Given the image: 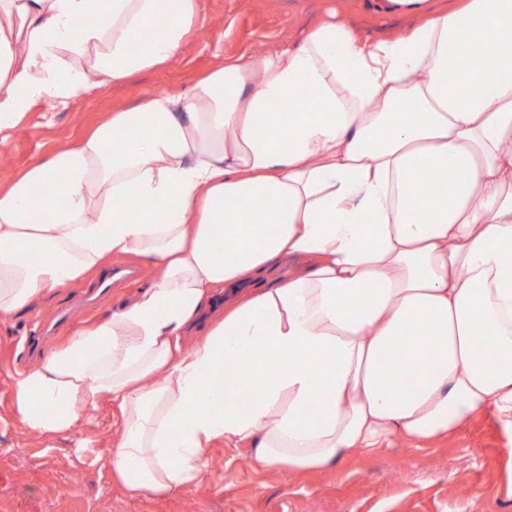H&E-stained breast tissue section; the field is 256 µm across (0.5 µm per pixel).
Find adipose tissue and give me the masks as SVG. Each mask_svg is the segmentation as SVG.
<instances>
[{
	"label": "adipose tissue",
	"instance_id": "obj_1",
	"mask_svg": "<svg viewBox=\"0 0 512 512\" xmlns=\"http://www.w3.org/2000/svg\"><path fill=\"white\" fill-rule=\"evenodd\" d=\"M425 2L373 0L414 18L387 38L331 13L217 60L0 184L1 320L116 256L152 270L13 376L17 424L117 406L107 462L137 497L196 485L221 441L296 473L512 421V0ZM203 20L204 0H0V144L39 103L165 67Z\"/></svg>",
	"mask_w": 512,
	"mask_h": 512
}]
</instances>
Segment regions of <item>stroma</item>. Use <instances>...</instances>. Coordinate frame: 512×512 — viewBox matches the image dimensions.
<instances>
[{"label":"stroma","instance_id":"1","mask_svg":"<svg viewBox=\"0 0 512 512\" xmlns=\"http://www.w3.org/2000/svg\"><path fill=\"white\" fill-rule=\"evenodd\" d=\"M202 34H191L166 68L108 85L67 108L42 104L10 138V157L0 161V183L46 157L62 143L95 127L113 108L158 92L190 89L215 58H230L259 45L302 36L327 11L351 18L368 36L401 26L369 0H204ZM113 289L96 307L71 306L89 287L79 280L48 294L32 310L0 320V512H512V426L488 416L456 436L417 450L401 442L368 455H353L339 469L271 473L253 466L245 448L217 444L206 457L202 481L178 494L132 499L112 480L106 448L119 413L103 406L95 433L83 429L35 437L10 418V378L33 361L25 338L51 323L62 307L71 327L111 312L144 288L149 268Z\"/></svg>","mask_w":512,"mask_h":512}]
</instances>
